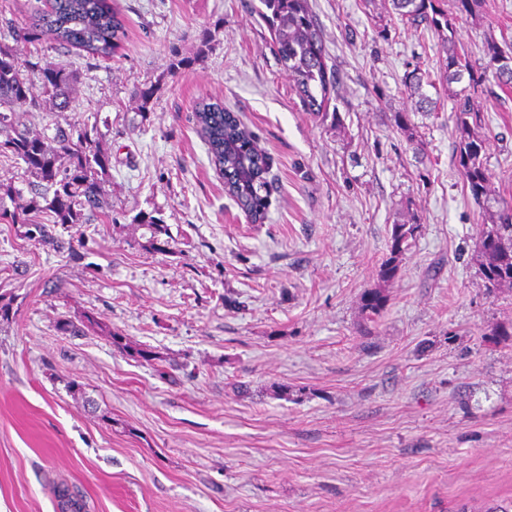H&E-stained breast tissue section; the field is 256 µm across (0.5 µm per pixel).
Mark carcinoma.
Segmentation results:
<instances>
[{"label":"carcinoma","instance_id":"cac0c4a2","mask_svg":"<svg viewBox=\"0 0 512 512\" xmlns=\"http://www.w3.org/2000/svg\"><path fill=\"white\" fill-rule=\"evenodd\" d=\"M399 15L409 21L426 23L448 42L446 79L458 82L469 76L475 82L472 65L456 48L455 17L437 8L434 0H392ZM265 10L260 17L269 24L276 55L293 78L306 110L320 113L327 109L335 81L327 75L322 40L308 7V0H260ZM53 36L60 45L81 49L93 56L109 58L119 46L123 25L112 11L108 0H53L50 8L36 10L27 27L15 31L20 38ZM512 53L496 43L485 49L484 72H489L500 86L512 88V66L499 61ZM27 63L7 47L0 46V154H10L24 165L30 178V191L42 198L40 211L52 217L48 225L28 217L20 205L10 210L4 199L15 201L19 192L0 183V221L19 224L29 239L50 242L58 249L72 248L54 234L56 224L112 223V207L105 199L104 180L111 158L100 147L101 134L97 124H67L53 121L52 133L32 134L25 115L41 109L42 98L55 101L57 112L70 107L66 93L64 69L46 64L40 68L41 85L37 86L25 74ZM194 118L204 136L211 160L224 172V186L240 208L252 220L265 218L270 162L259 152L250 137L240 127L236 116L219 103L199 104ZM455 124L460 134L456 147L458 171L473 196L488 193L487 175L483 163L488 137L480 132V105L466 96L455 112ZM498 208L484 225L475 249L479 272L488 288L512 285V204L496 201ZM415 225L395 224L392 227V250L382 277L392 278L401 256L409 247ZM386 303L380 289L368 292L362 305L365 316H378Z\"/></svg>","mask_w":512,"mask_h":512}]
</instances>
